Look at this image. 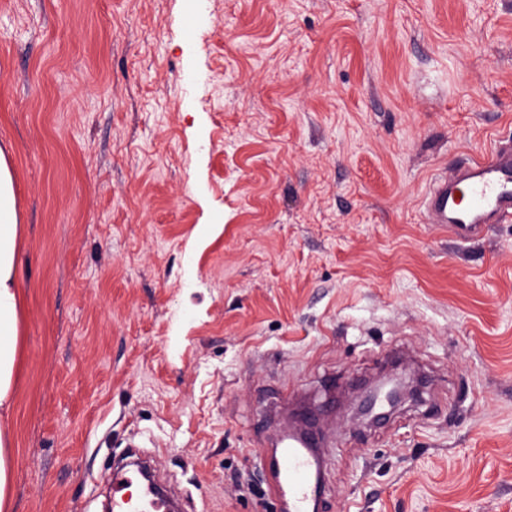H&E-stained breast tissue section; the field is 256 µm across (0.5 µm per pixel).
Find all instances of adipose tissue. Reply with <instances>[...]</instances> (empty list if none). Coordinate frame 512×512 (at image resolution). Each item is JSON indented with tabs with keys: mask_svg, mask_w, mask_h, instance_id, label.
<instances>
[{
	"mask_svg": "<svg viewBox=\"0 0 512 512\" xmlns=\"http://www.w3.org/2000/svg\"><path fill=\"white\" fill-rule=\"evenodd\" d=\"M16 174L0 148V512H11L15 465L11 410L19 372L23 295L18 272L23 262V233L16 209Z\"/></svg>",
	"mask_w": 512,
	"mask_h": 512,
	"instance_id": "1",
	"label": "adipose tissue"
}]
</instances>
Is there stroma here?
I'll use <instances>...</instances> for the list:
<instances>
[{
	"mask_svg": "<svg viewBox=\"0 0 512 512\" xmlns=\"http://www.w3.org/2000/svg\"><path fill=\"white\" fill-rule=\"evenodd\" d=\"M508 139L512 0H0L14 512H103L129 442L194 512H282L299 402L321 512H512V223L422 218ZM396 357L431 389L364 425Z\"/></svg>",
	"mask_w": 512,
	"mask_h": 512,
	"instance_id": "obj_1",
	"label": "stroma"
}]
</instances>
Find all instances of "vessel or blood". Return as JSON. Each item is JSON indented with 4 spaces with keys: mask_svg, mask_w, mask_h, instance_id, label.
<instances>
[{
    "mask_svg": "<svg viewBox=\"0 0 512 512\" xmlns=\"http://www.w3.org/2000/svg\"><path fill=\"white\" fill-rule=\"evenodd\" d=\"M425 221L450 238L467 242L486 225L512 221V141L497 142L480 156L435 178L424 199ZM274 490L286 497L288 512H310L317 501L316 473L323 459L309 438L289 439L267 461ZM148 463L135 458L113 466L111 512H174L172 496L156 477L137 481Z\"/></svg>",
    "mask_w": 512,
    "mask_h": 512,
    "instance_id": "vessel-or-blood-1",
    "label": "vessel or blood"
}]
</instances>
